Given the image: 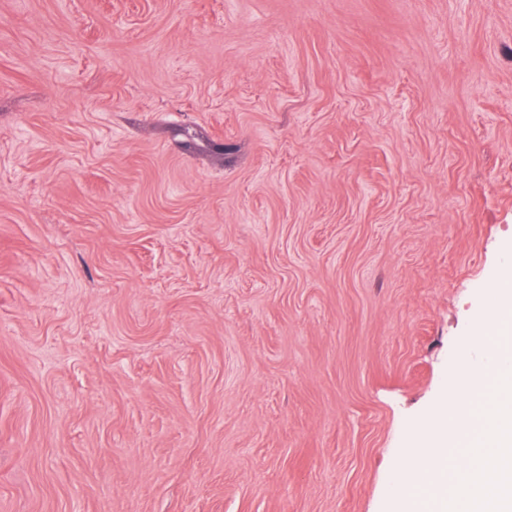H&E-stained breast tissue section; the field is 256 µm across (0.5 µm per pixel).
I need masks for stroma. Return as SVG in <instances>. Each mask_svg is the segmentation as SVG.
Returning <instances> with one entry per match:
<instances>
[{
  "label": "stroma",
  "mask_w": 512,
  "mask_h": 512,
  "mask_svg": "<svg viewBox=\"0 0 512 512\" xmlns=\"http://www.w3.org/2000/svg\"><path fill=\"white\" fill-rule=\"evenodd\" d=\"M512 265V0H0V512H395Z\"/></svg>",
  "instance_id": "obj_1"
}]
</instances>
